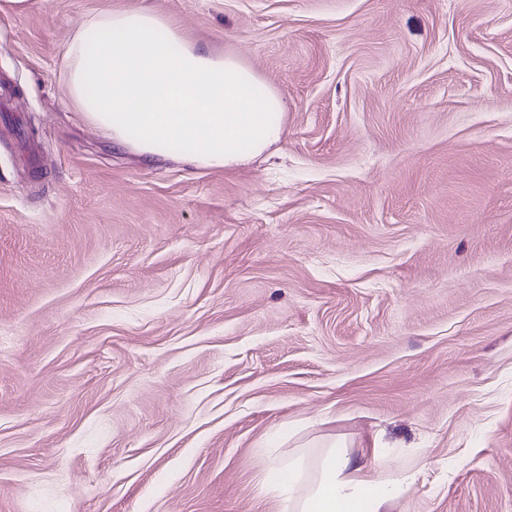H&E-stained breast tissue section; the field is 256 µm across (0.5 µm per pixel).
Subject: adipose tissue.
Wrapping results in <instances>:
<instances>
[{"label":"adipose tissue","mask_w":512,"mask_h":512,"mask_svg":"<svg viewBox=\"0 0 512 512\" xmlns=\"http://www.w3.org/2000/svg\"><path fill=\"white\" fill-rule=\"evenodd\" d=\"M68 98L85 119L147 160L187 141L183 162L239 165L278 142L280 96L239 61L189 40L164 14L95 11L66 52ZM379 458L326 444L317 460L299 453L267 470L263 484L283 512H389L416 479L382 476Z\"/></svg>","instance_id":"adipose-tissue-1"}]
</instances>
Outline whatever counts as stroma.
I'll list each match as a JSON object with an SVG mask.
<instances>
[{"instance_id":"stroma-1","label":"stroma","mask_w":512,"mask_h":512,"mask_svg":"<svg viewBox=\"0 0 512 512\" xmlns=\"http://www.w3.org/2000/svg\"><path fill=\"white\" fill-rule=\"evenodd\" d=\"M286 104L248 163H145L67 98L99 7ZM0 512H280L342 442L391 512H512V0L0 11Z\"/></svg>"}]
</instances>
